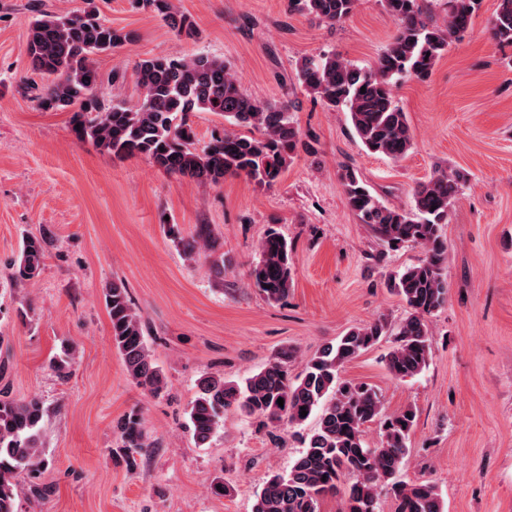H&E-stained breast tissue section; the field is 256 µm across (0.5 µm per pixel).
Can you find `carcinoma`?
I'll list each match as a JSON object with an SVG mask.
<instances>
[{
	"mask_svg": "<svg viewBox=\"0 0 512 512\" xmlns=\"http://www.w3.org/2000/svg\"><path fill=\"white\" fill-rule=\"evenodd\" d=\"M358 0H288V10L307 13L335 26L354 11ZM395 23V31L375 65L354 66L336 52L303 57L296 80L326 108L349 113L354 130L367 151L394 161L403 159L413 145L405 112L393 91L402 81H427L448 45L470 27L480 0H446L448 22L438 27L425 0H380ZM160 15L177 34L192 37L196 23L174 11L172 0H138ZM80 13L54 14L30 4L27 53L43 84L28 86L42 109L72 113L76 139L117 156L145 155L167 172L188 175L203 184H218L228 177H244L259 186L278 181L298 149L311 152L301 140L287 103H264L244 92L239 76L225 60L207 54L188 57L154 55L136 69L139 97L135 103L114 98L109 103L95 94L99 75L92 56L108 53L135 39V33L105 24L95 0ZM492 39L512 46V0H499L490 21ZM366 90H361V87ZM191 112H210L228 123L224 131L196 147V133L188 121ZM351 211L368 225L383 247L418 245L424 258L390 280L389 288L410 309L392 325L384 318L353 327L334 342L323 345L294 376L293 351L278 353L263 369L239 383L204 375L187 407L188 428L197 443L206 444L223 421L224 411L235 409L265 427L284 423L301 425L317 415L314 433L286 473L266 479L253 512H320L323 499L338 495L341 512H379L381 493L395 501V512H444L437 487L411 482L402 470L409 453L417 413L406 407L385 412L382 395L366 383L344 381V365L387 338L391 347L384 357L388 372L398 380L414 378L427 367L432 336L427 317L447 301L446 253L440 230L448 223V210L468 181L461 170H437L413 191L409 209L380 200L355 170L341 174ZM170 235L182 244L187 257L198 248L209 251L211 269L224 275L221 245L207 224L198 226L186 241L175 226ZM46 239L23 241L15 275L30 279L38 274ZM292 245L271 230L258 245V261L250 271L254 287L268 300L279 301L292 285ZM112 329V343L131 380L158 396L167 388L162 370L154 362L141 315L128 289L119 280L103 292ZM283 399V405L277 400ZM307 415H301V410ZM44 408L40 399L17 400L8 386L0 389V512H19L15 477L34 475L45 466L41 432ZM375 424L380 440L369 445L365 429ZM120 451L127 465L133 453L148 448L136 414L118 425Z\"/></svg>",
	"mask_w": 512,
	"mask_h": 512,
	"instance_id": "obj_1",
	"label": "carcinoma"
}]
</instances>
